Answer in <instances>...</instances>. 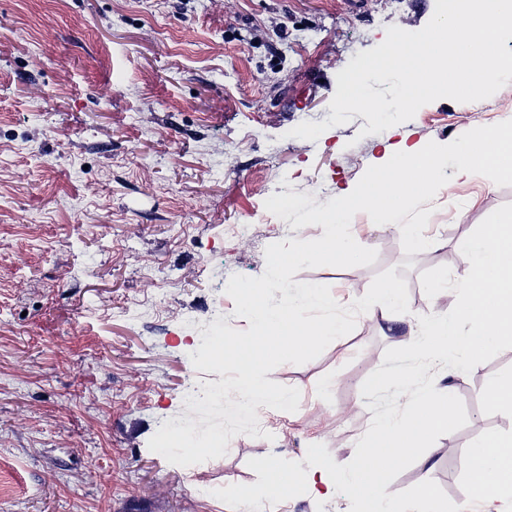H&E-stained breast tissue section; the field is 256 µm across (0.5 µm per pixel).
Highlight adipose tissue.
<instances>
[{
	"mask_svg": "<svg viewBox=\"0 0 512 512\" xmlns=\"http://www.w3.org/2000/svg\"><path fill=\"white\" fill-rule=\"evenodd\" d=\"M400 414L375 420L371 436L355 462L343 472L326 461L308 476L310 487L332 491L336 484L363 502V512H448L428 483H421L411 501L399 502L385 482L391 469L417 454L427 435L448 428L456 405L451 391L435 393L419 388L403 402ZM470 464L480 470L479 478H467L457 506L466 512L477 502L478 512H500L501 502L512 498V431L482 436L471 446Z\"/></svg>",
	"mask_w": 512,
	"mask_h": 512,
	"instance_id": "ef3b65f1",
	"label": "adipose tissue"
}]
</instances>
